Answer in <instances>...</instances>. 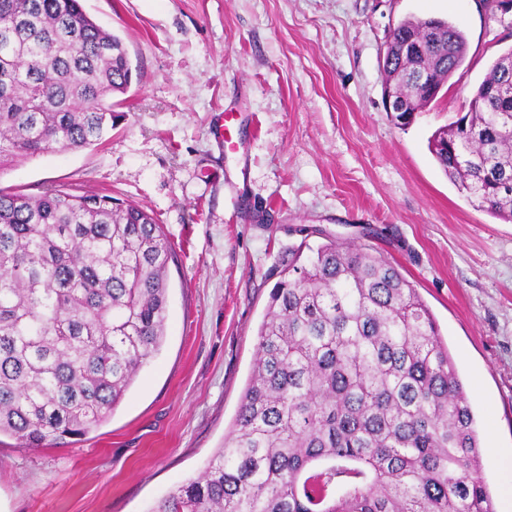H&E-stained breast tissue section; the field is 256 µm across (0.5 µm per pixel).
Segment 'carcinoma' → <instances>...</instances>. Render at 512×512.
Returning a JSON list of instances; mask_svg holds the SVG:
<instances>
[{
  "label": "carcinoma",
  "mask_w": 512,
  "mask_h": 512,
  "mask_svg": "<svg viewBox=\"0 0 512 512\" xmlns=\"http://www.w3.org/2000/svg\"><path fill=\"white\" fill-rule=\"evenodd\" d=\"M384 83L413 121L424 73L467 56L450 19L389 32ZM506 49L429 149L466 199L512 222ZM133 69L83 0H0V168L102 143ZM269 294L224 446L153 512H492L464 384L416 288L373 248L308 236ZM173 248L153 214L110 194L0 189V435L21 448L107 421L165 336ZM345 491L336 495V483Z\"/></svg>",
  "instance_id": "1"
}]
</instances>
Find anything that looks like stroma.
<instances>
[{"label": "stroma", "mask_w": 512, "mask_h": 512, "mask_svg": "<svg viewBox=\"0 0 512 512\" xmlns=\"http://www.w3.org/2000/svg\"><path fill=\"white\" fill-rule=\"evenodd\" d=\"M137 69L104 144L0 169V187L112 193L175 249L166 335L112 416L53 448L0 437V512H150L224 442L289 248L314 226L371 244L430 308L482 448H512V223L473 207L428 149L491 63L512 13L483 0H84ZM452 19L467 58L406 127L383 102V53L409 16ZM236 117L224 145L221 114ZM494 512L512 462L484 456Z\"/></svg>", "instance_id": "35a3bbf8"}]
</instances>
